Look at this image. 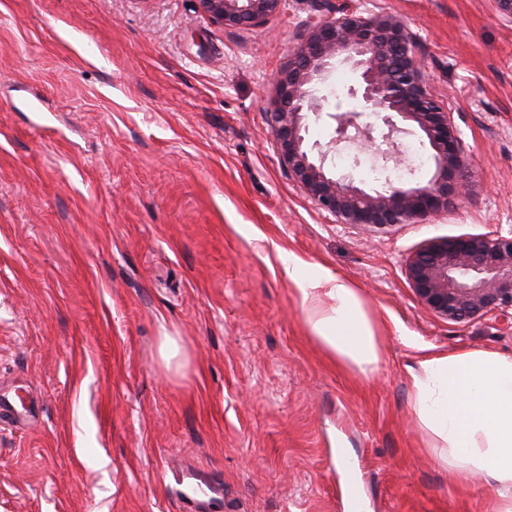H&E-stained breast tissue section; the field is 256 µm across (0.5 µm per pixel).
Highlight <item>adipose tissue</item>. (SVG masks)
<instances>
[{
	"instance_id": "ef3b65f1",
	"label": "adipose tissue",
	"mask_w": 512,
	"mask_h": 512,
	"mask_svg": "<svg viewBox=\"0 0 512 512\" xmlns=\"http://www.w3.org/2000/svg\"><path fill=\"white\" fill-rule=\"evenodd\" d=\"M284 270L313 339L363 376L377 372L381 350L374 325L354 288L324 275L303 278L294 261ZM330 300L323 309L322 300ZM408 373L412 409L444 465L489 474L498 512H512V355L475 350L426 354Z\"/></svg>"
}]
</instances>
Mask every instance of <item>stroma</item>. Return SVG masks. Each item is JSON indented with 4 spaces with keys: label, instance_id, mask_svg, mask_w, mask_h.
<instances>
[{
    "label": "stroma",
    "instance_id": "stroma-1",
    "mask_svg": "<svg viewBox=\"0 0 512 512\" xmlns=\"http://www.w3.org/2000/svg\"><path fill=\"white\" fill-rule=\"evenodd\" d=\"M402 19L472 168L454 209L382 232L336 223L279 159L272 78L314 16ZM512 234V22L494 0H283L227 28L200 0H0V512H495L412 411L421 355H512V326L446 322L407 258ZM356 288L378 372L311 336L282 254ZM174 337L172 362L160 355Z\"/></svg>",
    "mask_w": 512,
    "mask_h": 512
}]
</instances>
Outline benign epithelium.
Masks as SVG:
<instances>
[{
	"instance_id": "1",
	"label": "benign epithelium",
	"mask_w": 512,
	"mask_h": 512,
	"mask_svg": "<svg viewBox=\"0 0 512 512\" xmlns=\"http://www.w3.org/2000/svg\"><path fill=\"white\" fill-rule=\"evenodd\" d=\"M282 0H200L210 18L227 28L260 24ZM358 74L347 94L351 113H327L334 136L309 144L304 114L314 109L317 89L335 67ZM277 98L269 112L281 163L322 210L339 224L384 229L446 212L469 195L468 158L450 112L423 84L404 23L387 14L342 12L317 16L288 68L276 77ZM380 125L364 123L366 111ZM422 133L432 151L433 176L424 186L366 187L325 167L329 153L344 147L372 148L379 167L398 169V139L406 126ZM405 274L423 306L461 323L495 314L512 321V236L478 235L432 240L406 262Z\"/></svg>"
}]
</instances>
